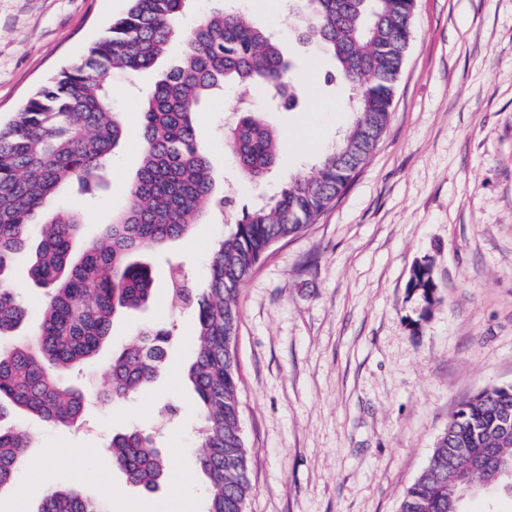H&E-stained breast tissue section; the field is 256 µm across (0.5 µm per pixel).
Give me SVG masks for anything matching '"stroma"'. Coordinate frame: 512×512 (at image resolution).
Here are the masks:
<instances>
[{
	"label": "stroma",
	"instance_id": "obj_1",
	"mask_svg": "<svg viewBox=\"0 0 512 512\" xmlns=\"http://www.w3.org/2000/svg\"><path fill=\"white\" fill-rule=\"evenodd\" d=\"M245 18L272 27L314 97L272 112L266 95L225 86L198 112L196 136L213 164L214 191L237 209L277 196L346 129L337 112L351 90L326 82L331 61L299 43L256 0ZM127 0H0V123L60 68L79 60ZM157 71L108 82L125 127L92 202L61 190L51 209H77L81 244L127 205L141 161V99ZM259 112L288 143L262 188L240 174L223 129L241 107ZM217 218L145 257L153 298L116 317L95 360L65 378L85 397L83 423L53 427L14 415L31 438L0 512H37L49 489L70 487L109 512H205L196 459L201 420L185 380L190 310L174 304L169 268L202 280ZM437 285L433 303L408 286L416 265ZM19 254L11 279L37 331L43 292ZM237 360L251 490L245 512H399L458 404L512 387V0H416L409 49L387 128L345 193L301 234L273 244L238 291ZM172 331L157 380L102 400L108 366L143 326ZM153 432L167 480L146 491L112 462L114 434Z\"/></svg>",
	"mask_w": 512,
	"mask_h": 512
}]
</instances>
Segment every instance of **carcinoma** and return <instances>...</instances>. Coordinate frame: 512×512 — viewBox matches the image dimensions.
<instances>
[{
  "mask_svg": "<svg viewBox=\"0 0 512 512\" xmlns=\"http://www.w3.org/2000/svg\"><path fill=\"white\" fill-rule=\"evenodd\" d=\"M191 0H129L126 12L84 59L61 69L0 127V338L25 321L6 272L26 252L44 303L35 339L0 348V416L30 414L53 426H74L82 394L58 375L96 357L114 318L147 305L151 268L136 259L186 236L209 211L230 200L214 193L211 160L197 142L195 115L226 84L255 86L275 99L299 95L291 61L272 29L247 22L223 0L194 27L176 21ZM288 19L299 41L336 63L355 90L352 121L318 158L313 172L288 179L279 195L230 219L217 238L200 293L179 266L170 270L172 298L195 313V359L187 372L203 412L198 465L208 480L206 512H241L250 491L241 426L236 359L240 286L277 241L301 233L347 190L353 171L370 157L388 124L396 79L407 54L414 0H290ZM180 40V56L142 102V159L128 204L100 238L76 252L75 211L38 220L64 187L97 195L100 179L124 136L108 77L145 71ZM246 182L259 187L276 165L280 142L256 112L244 110L225 131ZM409 288L432 301L437 285L426 266L413 269ZM170 332L147 327L112 360V394L150 384ZM29 436L0 428V491L11 486ZM112 460L128 481L146 490L166 477L152 435L130 429L113 435ZM502 483L512 490V388L483 389L461 402L436 440L428 464L406 490L400 512H460L463 497ZM40 512H105L99 500L73 489H51Z\"/></svg>",
  "mask_w": 512,
  "mask_h": 512,
  "instance_id": "cac0c4a2",
  "label": "carcinoma"
}]
</instances>
